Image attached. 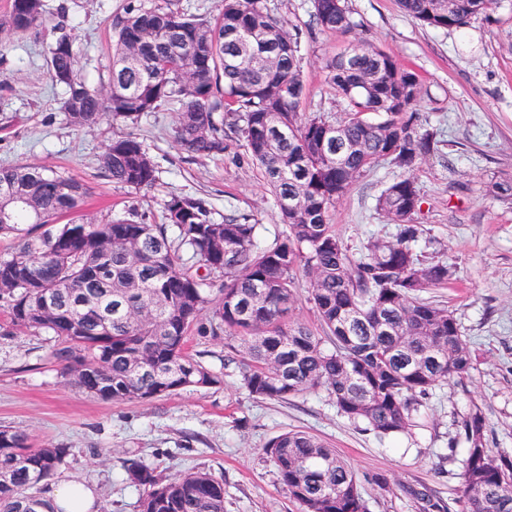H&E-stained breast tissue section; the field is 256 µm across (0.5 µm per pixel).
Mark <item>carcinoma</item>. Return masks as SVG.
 <instances>
[{
  "label": "carcinoma",
  "instance_id": "1",
  "mask_svg": "<svg viewBox=\"0 0 512 512\" xmlns=\"http://www.w3.org/2000/svg\"><path fill=\"white\" fill-rule=\"evenodd\" d=\"M426 27L462 29L497 0H398ZM316 28L348 34L345 0H311ZM49 48L51 83L64 89L63 112L83 128L104 115L135 124L177 105L176 141L192 156L224 154L242 142L275 197L286 232L266 248L257 225L217 222L201 199L173 195L163 223L137 211L108 224H58L89 195L81 181L42 167H0V234L18 241L0 257V301L9 323L51 333L61 374L102 399H152L221 384L195 360L189 333L224 336V367L238 370L255 399L284 401L318 389L340 415L382 441L409 432L433 389L461 379L472 357L447 308L421 297L448 283L445 262L425 263L414 223L420 191L413 175L435 150L416 104L418 75L383 50L356 43L323 69L344 116L299 119L304 96L300 36L285 31L264 0H224L213 22L175 6L124 0L110 16L111 75L92 88L66 32L65 8ZM49 23L43 0H12L0 17V50ZM375 113L381 120L372 121ZM389 160L405 175L378 196L398 224L392 241L371 237L358 255L336 235L331 209L363 173ZM113 182L149 187L156 169L128 134L100 155ZM32 224L39 234L21 228ZM320 320L315 332L286 321L298 273ZM464 512H512V455L486 444L476 410L460 424ZM266 452L301 512H368L351 467L314 435L290 430ZM68 448H34L0 427V512H54L39 485L65 463ZM140 493L139 512H224V480L197 469L162 480L139 459L123 465Z\"/></svg>",
  "mask_w": 512,
  "mask_h": 512
}]
</instances>
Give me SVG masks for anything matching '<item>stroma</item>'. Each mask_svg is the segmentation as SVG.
<instances>
[{"label": "stroma", "mask_w": 512, "mask_h": 512, "mask_svg": "<svg viewBox=\"0 0 512 512\" xmlns=\"http://www.w3.org/2000/svg\"><path fill=\"white\" fill-rule=\"evenodd\" d=\"M44 3L53 14L66 8L81 75L94 87L107 83L109 17L123 0ZM265 3L301 37L302 116L340 118L323 61L353 39L418 75L417 110L439 141L414 171L421 191L415 221L424 229L418 250L453 271L447 285L424 296L453 312L471 352L470 374L436 387L412 435L382 443L340 416L326 391L261 401L234 375L217 386L149 400L88 395L60 376L51 336L13 330L0 305V426L25 434L31 445L69 449L56 480L81 482L106 512H138L139 493L123 480L128 459L143 460L167 478L198 468L222 476L224 512H300L265 450L272 438L295 429L317 436L351 465L369 512H423L420 491L449 512H463L464 449L451 445L462 419L481 409L489 448L512 452V202L492 190L494 181L512 178V0H499L461 30L423 26L398 0H348L359 24L352 35L311 32L310 0ZM57 36L47 27L0 52V165L39 164L83 181L90 195L76 217L89 224L126 218L132 209L147 223H162L164 204L176 194L204 199L215 220L248 218L259 247L281 237L285 226L275 200L243 147L233 143L217 157H189L174 139V109L134 125L108 116L88 128L70 126L63 91L47 77L48 47ZM128 133L154 162L152 186L112 183L99 166L104 144ZM401 174L381 163L336 202L333 224L351 252L371 237L395 238L398 226L378 209L377 198Z\"/></svg>", "instance_id": "stroma-1"}]
</instances>
